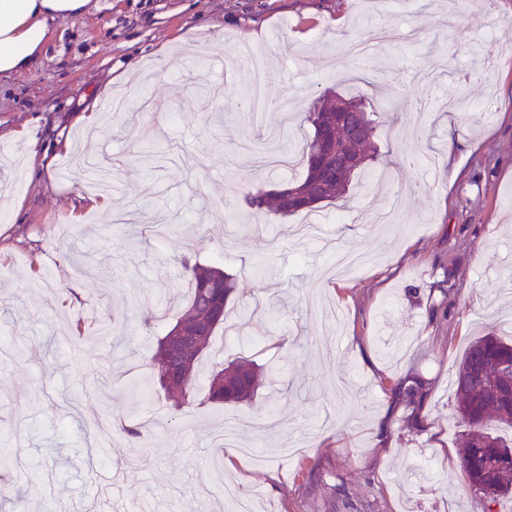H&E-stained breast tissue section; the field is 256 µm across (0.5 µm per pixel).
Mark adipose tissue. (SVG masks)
Returning <instances> with one entry per match:
<instances>
[{
  "label": "adipose tissue",
  "mask_w": 512,
  "mask_h": 512,
  "mask_svg": "<svg viewBox=\"0 0 512 512\" xmlns=\"http://www.w3.org/2000/svg\"><path fill=\"white\" fill-rule=\"evenodd\" d=\"M95 7L94 0H0V78L31 69L57 21Z\"/></svg>",
  "instance_id": "adipose-tissue-1"
}]
</instances>
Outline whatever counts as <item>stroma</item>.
<instances>
[{"instance_id":"1","label":"stroma","mask_w":512,"mask_h":512,"mask_svg":"<svg viewBox=\"0 0 512 512\" xmlns=\"http://www.w3.org/2000/svg\"><path fill=\"white\" fill-rule=\"evenodd\" d=\"M441 2L98 0L0 80V512H230L228 482L254 512H475L452 383L512 314V0ZM381 18L423 36L359 61ZM131 68L127 111L86 127ZM330 91L425 114L380 107L371 176L300 239L242 189L302 177L253 166V142L299 152ZM84 248L111 278L79 272ZM187 253L237 276L244 327L196 393L243 356L272 372L251 403L179 410L153 382L162 329L137 304L182 307ZM413 377L417 410L390 392Z\"/></svg>"}]
</instances>
